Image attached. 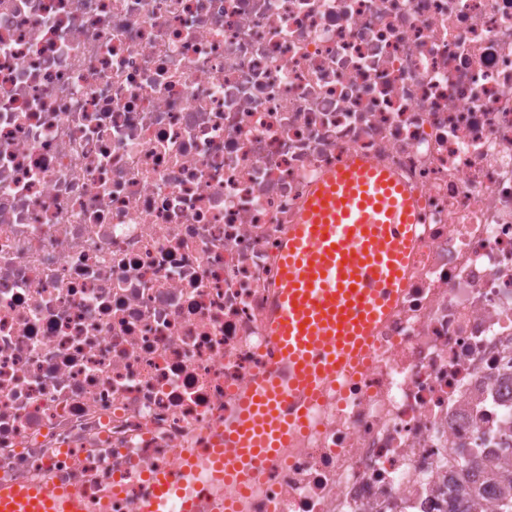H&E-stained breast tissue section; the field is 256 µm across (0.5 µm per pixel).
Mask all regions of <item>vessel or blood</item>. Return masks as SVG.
I'll return each mask as SVG.
<instances>
[{
    "mask_svg": "<svg viewBox=\"0 0 512 512\" xmlns=\"http://www.w3.org/2000/svg\"><path fill=\"white\" fill-rule=\"evenodd\" d=\"M415 238L413 203L392 172L356 156L317 181L280 257L272 335L280 366L240 401L237 424L211 449L206 477L194 459L178 471L147 467L141 512H202L214 486L231 488L224 512L257 464L306 423L301 397L355 366L402 291ZM118 485L91 501L68 489L0 485V512H108Z\"/></svg>",
    "mask_w": 512,
    "mask_h": 512,
    "instance_id": "vessel-or-blood-1",
    "label": "vessel or blood"
}]
</instances>
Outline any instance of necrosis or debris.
Segmentation results:
<instances>
[{"mask_svg": "<svg viewBox=\"0 0 512 512\" xmlns=\"http://www.w3.org/2000/svg\"><path fill=\"white\" fill-rule=\"evenodd\" d=\"M406 285L237 512H448L512 471V0H0V484L204 458L273 364L279 253L350 156Z\"/></svg>", "mask_w": 512, "mask_h": 512, "instance_id": "4bbe7bcc", "label": "necrosis or debris"}]
</instances>
